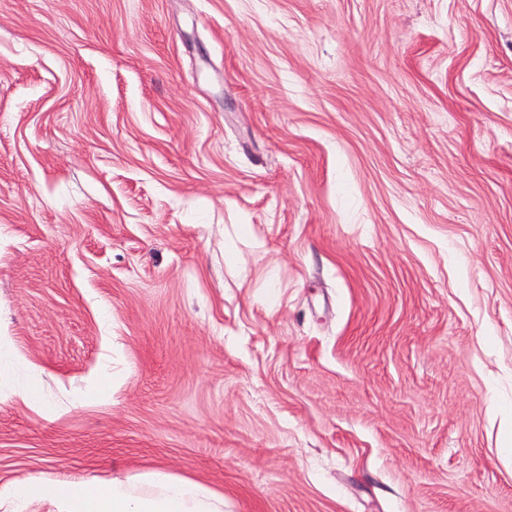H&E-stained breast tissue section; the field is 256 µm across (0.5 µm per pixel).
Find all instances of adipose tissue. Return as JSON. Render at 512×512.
Instances as JSON below:
<instances>
[{"mask_svg": "<svg viewBox=\"0 0 512 512\" xmlns=\"http://www.w3.org/2000/svg\"><path fill=\"white\" fill-rule=\"evenodd\" d=\"M36 495L58 500L64 512H223L224 504L223 495L205 484L161 469L102 485L81 480L46 484L26 478L1 492L0 498L9 503L12 512H21Z\"/></svg>", "mask_w": 512, "mask_h": 512, "instance_id": "adipose-tissue-1", "label": "adipose tissue"}]
</instances>
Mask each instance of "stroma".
<instances>
[{"label":"stroma","instance_id":"stroma-1","mask_svg":"<svg viewBox=\"0 0 512 512\" xmlns=\"http://www.w3.org/2000/svg\"><path fill=\"white\" fill-rule=\"evenodd\" d=\"M512 512V0H0V488Z\"/></svg>","mask_w":512,"mask_h":512}]
</instances>
